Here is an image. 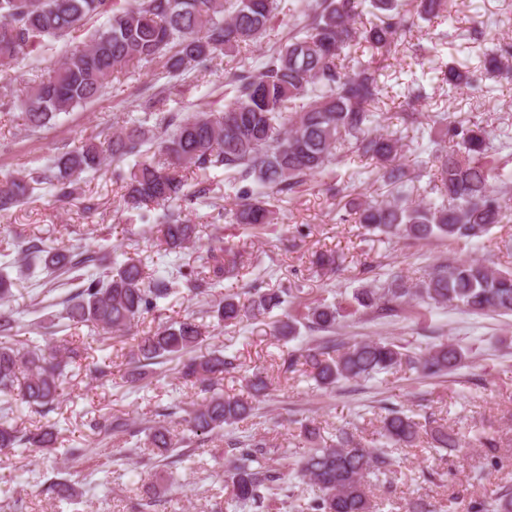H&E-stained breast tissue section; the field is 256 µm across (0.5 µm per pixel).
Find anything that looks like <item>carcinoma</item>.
I'll return each instance as SVG.
<instances>
[{"label": "carcinoma", "instance_id": "carcinoma-1", "mask_svg": "<svg viewBox=\"0 0 512 512\" xmlns=\"http://www.w3.org/2000/svg\"><path fill=\"white\" fill-rule=\"evenodd\" d=\"M366 4L379 12V22L362 29L356 26V17ZM446 4L447 0H418L416 17L436 18L444 14ZM277 9L276 0H0V72L8 74L28 52L86 34L83 45L65 52L28 87L22 106L26 125L34 131L98 98L108 78L135 63L162 61L168 76L175 77L221 54L234 55L271 28ZM288 12L301 16L302 26L261 70L228 77L233 96L224 108L165 112L164 98L150 94L142 102L144 117L112 126L107 143L87 139L55 157L48 173L30 171L0 180V212L23 202L42 183L68 198L82 174L99 171L109 160L133 158L129 173L116 172L124 183L128 207L141 210L181 201L183 173L222 168L236 183L250 180L268 189L257 194L240 188L239 204L231 213L234 224L262 227L278 221L272 196L294 193L307 178L356 154L375 161L389 195L386 200L355 197L348 202L351 220L370 234L387 240L479 242L495 225L512 223V200L504 192L508 177L500 172L487 130L475 122H450L438 116L429 140L448 141L451 146L436 155V197L414 203L403 194L410 172L401 162L402 135L398 130L379 132L377 114L371 109L382 91L380 62L359 61L352 67L341 63L345 51L361 43L381 55L391 52L410 22L398 0H289ZM100 19L102 25L91 28ZM471 35L493 44L483 53L479 70L512 76V44L481 25ZM434 61L430 70L448 87L475 83L469 67L449 66L437 55ZM422 100L418 93L407 97L401 114L405 126L421 125ZM154 115L158 122L151 125ZM197 238V225L178 212L155 230L156 246L165 252L184 249ZM25 256L36 259L50 275L73 274L78 287L64 300L60 318L88 327L96 342L126 335L136 321L175 293L168 278L147 280L139 257L115 260L99 272L102 258L97 255L75 254L35 240L27 245ZM238 270V253L217 237L209 249L210 276L179 269L175 278L185 279L190 294L204 297ZM20 292L19 283L1 272L0 305H10ZM290 293L288 288H256L246 304L228 294L212 301L208 313L220 325L236 326L245 319L269 316L283 307ZM417 300L471 314L512 315V268H496L484 260H450L415 281L391 273L353 295L354 312L373 317L402 313ZM345 312L340 303H318L299 317L273 321V334L293 339L301 324L311 332L333 333ZM18 327L10 314L0 312V452L19 445L54 452V428L23 434L10 424L9 413L19 401L51 409L59 397L64 367L79 357V349L62 342L45 350L36 341L20 348L15 340ZM204 337V324L192 316L165 322L140 337L134 356L139 378L152 373L150 366L173 361L177 378L205 394L186 419L195 434L222 430L254 410L251 400L224 396L221 381L235 369L234 361L220 349L202 352ZM302 358L318 386L329 389L404 365L424 376H443L467 366L469 352L441 342L413 356L397 341L361 339L348 345H315ZM144 432L165 460L177 456L184 443L165 420ZM301 432L310 448L297 463L298 473L315 493L297 512H376L369 479L390 471L391 453L365 447L347 429L325 438L304 423ZM380 436L393 447H413L427 436L435 448H461L453 429L393 409L381 420ZM227 447L233 498L263 506L282 479L268 465L272 445L261 439H233ZM43 492L59 503L70 504L77 497L75 487L65 482H52ZM468 512H512V487H501L490 503L471 501Z\"/></svg>", "mask_w": 512, "mask_h": 512}]
</instances>
